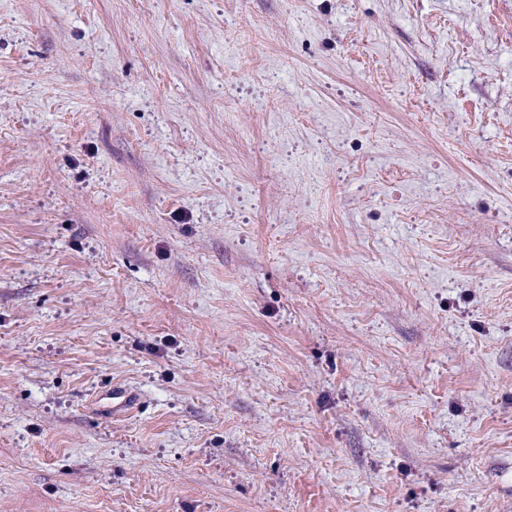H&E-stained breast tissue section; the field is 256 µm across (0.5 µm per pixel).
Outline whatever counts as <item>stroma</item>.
<instances>
[{"instance_id": "1", "label": "stroma", "mask_w": 512, "mask_h": 512, "mask_svg": "<svg viewBox=\"0 0 512 512\" xmlns=\"http://www.w3.org/2000/svg\"><path fill=\"white\" fill-rule=\"evenodd\" d=\"M0 512H512V0H0Z\"/></svg>"}]
</instances>
